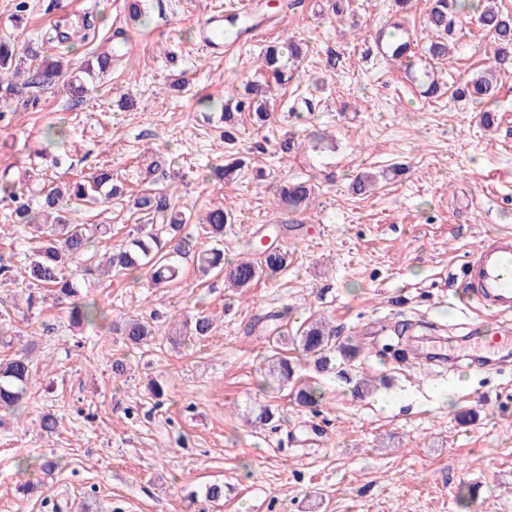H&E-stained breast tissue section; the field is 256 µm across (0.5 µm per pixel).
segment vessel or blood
Instances as JSON below:
<instances>
[{
	"mask_svg": "<svg viewBox=\"0 0 512 512\" xmlns=\"http://www.w3.org/2000/svg\"><path fill=\"white\" fill-rule=\"evenodd\" d=\"M201 43L210 50L226 48L224 19L214 15L201 27ZM461 292L490 314L512 313V233L503 232L473 251L461 268Z\"/></svg>",
	"mask_w": 512,
	"mask_h": 512,
	"instance_id": "b4317fda",
	"label": "vessel or blood"
}]
</instances>
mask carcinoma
Segmentation results:
<instances>
[{"mask_svg": "<svg viewBox=\"0 0 512 512\" xmlns=\"http://www.w3.org/2000/svg\"><path fill=\"white\" fill-rule=\"evenodd\" d=\"M466 11L479 13L482 26L492 34L495 41L494 64L512 60V17L496 11L482 0H432L427 13L428 28L439 35L427 48L433 57L448 55V43L455 40L461 16ZM413 40L402 25H392V34L385 42L386 54L393 62L403 64L412 58ZM295 58L301 54L299 44L293 40L288 45L270 48L263 64L271 71L275 81L289 80L288 68L282 63L283 53ZM17 53L15 46L0 41V96L15 99L27 106L29 87H51L60 80L68 79L70 91L82 96L88 91V79L94 71L101 73L112 68V56L105 53L96 57V64L87 63L71 67L59 60L44 61L34 68L32 75L23 83L3 80L1 75L17 77ZM493 92L492 83L485 75H479L466 84V93L483 99ZM263 86L258 82L248 85V98L237 102L236 111L252 109L258 119L268 116L260 97ZM0 194L13 205L12 222L31 230L39 239V245L26 257L24 264V304L31 311L37 304L51 298L57 303L69 302V319L73 325H95L106 318L105 312L95 300L82 294V288L90 285L100 273L110 270L120 276L139 279V274H149L154 287L162 288L172 283L179 275V261L192 257L198 268L209 273L216 270L225 274L235 288H248L263 273H276L288 264V253L272 245L262 251L259 263L247 259L230 261L224 257V224L229 216L224 209H211L205 222L199 225L202 234L213 242L211 248L200 251L192 234L185 232L187 218L171 206L166 189L146 190L136 197L134 206L145 223L137 225L136 234L130 242L112 253L98 255L94 243L109 233L105 224H83L74 217L82 205L109 204L123 195V190L112 182V170L101 168L92 175L58 187L18 189L8 180L0 183ZM280 202L293 209L302 207L310 196V187L304 182H283L278 188ZM190 335L201 340L213 331L210 318L200 314L188 323ZM118 331L126 344L138 347L148 342L153 330L149 323L139 317L126 320ZM294 340L299 343L302 354L319 373L330 368L336 355L351 359L359 352L354 344H336V329L323 322H312L298 330ZM267 373L286 386L292 381L296 370L287 358L276 352L265 358ZM34 364L26 353L0 359V412L20 414L21 405L27 395L33 375ZM322 392L316 385L306 384L296 389L298 405L312 408L321 401Z\"/></svg>", "mask_w": 512, "mask_h": 512, "instance_id": "carcinoma-1", "label": "carcinoma"}]
</instances>
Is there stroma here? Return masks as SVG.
Segmentation results:
<instances>
[{
  "label": "stroma",
  "mask_w": 512,
  "mask_h": 512,
  "mask_svg": "<svg viewBox=\"0 0 512 512\" xmlns=\"http://www.w3.org/2000/svg\"><path fill=\"white\" fill-rule=\"evenodd\" d=\"M26 2L17 23V0H0V40L25 55L23 72L55 56L57 31L86 16L95 34L70 48L71 65L109 50L119 32L139 46L83 98L60 83L29 88L27 107L0 100V176L33 186L111 168L123 197L79 214L111 226L101 254L128 241L140 222L132 198L153 184L193 218L228 211V258H259L260 238L279 228L274 243L288 265L242 290L190 262L165 288L106 277L88 290L104 324L71 326L67 306L51 300L16 321L0 359L29 350L37 372L21 416H0V512H53L56 503L71 512H512V362L487 370L463 357L439 368L386 349L402 323L411 336L471 343L483 314L459 308L460 268L512 229V66L483 102L450 91L490 64L493 38L478 14H466L449 59L419 51L408 71L377 56L375 34L396 21L427 38L428 0L407 12L394 0H351L340 16L329 0H252L260 35L221 55L199 47V27L243 0H142L138 25L128 21L130 0ZM288 39L303 55L279 84L261 54ZM317 77L326 81L319 91ZM251 80L266 84L270 116L223 120ZM433 81L448 93L428 96ZM231 155L244 161L234 178H210ZM366 171L386 178L355 194ZM287 180L311 185L307 208L279 204L275 188ZM10 209L0 200V259L17 269L32 242L14 231ZM270 312L285 313L289 334L321 318L362 347L318 373L295 344L279 345L299 362V381L321 388L315 408L265 378L269 342L253 324ZM199 313L214 319L211 335L172 344ZM134 316L155 328L137 349L112 330ZM120 357L126 373L116 379ZM359 377L372 379V392L355 391ZM265 405L280 419L256 423ZM46 413L58 418L55 432L40 429ZM44 456L62 458L63 471L25 493L19 463ZM216 481L237 497L206 500Z\"/></svg>",
  "instance_id": "obj_1"
}]
</instances>
